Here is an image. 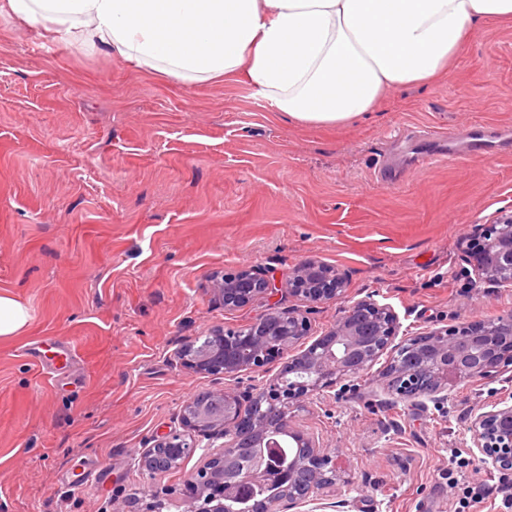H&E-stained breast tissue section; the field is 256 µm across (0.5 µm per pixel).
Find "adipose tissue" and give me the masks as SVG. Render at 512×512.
<instances>
[{
    "mask_svg": "<svg viewBox=\"0 0 512 512\" xmlns=\"http://www.w3.org/2000/svg\"><path fill=\"white\" fill-rule=\"evenodd\" d=\"M52 39H75L188 83L234 78L304 126L347 125L385 88L447 72L512 0H6Z\"/></svg>",
    "mask_w": 512,
    "mask_h": 512,
    "instance_id": "1",
    "label": "adipose tissue"
}]
</instances>
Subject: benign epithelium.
I'll return each instance as SVG.
<instances>
[{
    "instance_id": "obj_1",
    "label": "benign epithelium",
    "mask_w": 512,
    "mask_h": 512,
    "mask_svg": "<svg viewBox=\"0 0 512 512\" xmlns=\"http://www.w3.org/2000/svg\"><path fill=\"white\" fill-rule=\"evenodd\" d=\"M495 231L473 251L463 247L465 261L478 280L497 287H512V211L493 220ZM312 303L338 300L344 282L337 270L319 260L301 263L278 284L260 272H245L224 279L216 289L226 307H237L257 295L288 289ZM399 333L397 314L375 301L359 300L349 305L344 316L322 338L291 356L267 387L244 407L240 397L228 390L207 393L188 402L182 422L193 439L169 434L145 449L139 465L155 477L179 467L190 452L203 448L205 462L190 480L184 496L187 512H224V501L249 502L255 485L273 472V436L266 415L274 409L282 416V429L300 438L307 449L306 466L313 479L306 489H297L291 477L283 498L298 512H325L333 507L329 497L336 492L341 462L336 453L325 452L299 430L294 410L300 399L319 394L344 378L368 370ZM236 341L217 329L211 336L187 339L175 353L180 366L212 376H232L242 370L258 369L303 344L308 320L299 308L283 307L248 325ZM409 354L396 356L387 373V391L403 398L446 399L448 390L492 376L509 374L512 379V315L451 330H432L406 344ZM471 447L488 468L512 473V404L503 400L473 416L469 425ZM251 437L259 448L255 466L242 474H223L224 459L236 451L239 439Z\"/></svg>"
}]
</instances>
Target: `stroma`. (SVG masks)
Wrapping results in <instances>:
<instances>
[{"instance_id": "obj_1", "label": "stroma", "mask_w": 512, "mask_h": 512, "mask_svg": "<svg viewBox=\"0 0 512 512\" xmlns=\"http://www.w3.org/2000/svg\"><path fill=\"white\" fill-rule=\"evenodd\" d=\"M477 125L512 130V25L482 26L443 77L388 87L373 112L323 128L289 123L235 80L148 73L0 13V291L30 314L0 340V512H144L147 489L184 512L201 453L153 477L143 450L185 434L196 395L248 398L283 365L224 378L176 365L186 338L269 307L263 295L224 307L218 278L335 267L341 299H287L311 343L368 298L397 314V344L512 314V288L476 283L460 250L512 210V141L458 163L429 138ZM43 340L71 346L73 364H32L25 350ZM395 354L296 411L342 457L340 512H501L512 474L479 463L467 427L512 381L405 400L383 388Z\"/></svg>"}]
</instances>
